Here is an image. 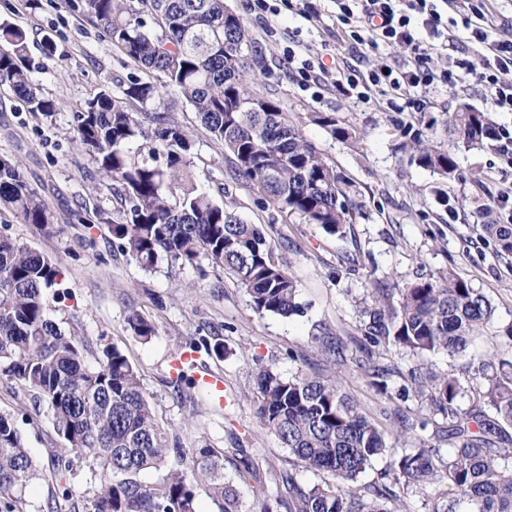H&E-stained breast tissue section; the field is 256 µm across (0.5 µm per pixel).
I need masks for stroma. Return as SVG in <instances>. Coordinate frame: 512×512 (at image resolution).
I'll use <instances>...</instances> for the list:
<instances>
[{"mask_svg": "<svg viewBox=\"0 0 512 512\" xmlns=\"http://www.w3.org/2000/svg\"><path fill=\"white\" fill-rule=\"evenodd\" d=\"M246 22L261 53L266 76L257 92L277 98L304 137L335 166L349 196L359 205L343 234H329L280 212L257 186L234 179L232 161L221 145L201 128L189 104L170 94L152 106L188 130L194 140L191 173L199 189L224 207L256 225L280 246L290 274L297 282L303 312L287 318L256 314L243 289L220 272L200 273L192 266L168 268L147 275L112 245L109 225L93 214L113 212L120 199L92 182L93 164L72 134L73 114L101 90L118 92L121 83L139 78L162 83L160 73H148L124 58L101 36L98 28L64 0H0V21L22 25L28 32L30 76L43 93L60 102L53 119L28 111L17 97L0 93V155L18 161L28 183L53 211L58 233L43 234L10 213L0 225L20 243L58 259L64 278L60 294L48 297V313L65 333L86 338L94 354L118 347L140 371L159 422L180 434L190 448H241L244 458L224 461L225 476L237 477L244 465L267 470L284 451L262 430L255 418L257 386L254 370L272 366L290 376L298 369L323 372L312 357V339L331 330L355 349L358 323L356 297L370 280L414 281L419 275L453 269L481 291L495 313L491 325L472 340L466 357L439 353L429 366L454 374L461 385L457 403L468 408L482 378V362L512 359V255H504L475 226L478 215L512 224V164L496 148L468 149L448 128L449 113L467 106L489 113L501 126L512 128V112L492 109L482 88L456 63L477 58L468 31H461L456 48L432 54V69H448L453 83L423 92L419 112L393 111L383 99L365 104L343 95L334 86L303 89L288 69L286 53L331 63L338 59L368 71L381 57L396 56L386 46L361 54L336 19L333 0H314L318 14L305 19L289 11L284 0H269L278 15L263 14L255 0H225ZM52 50H45V42ZM325 112L339 125L354 127L356 142L334 139L312 119ZM420 139L455 154L457 169L443 177L420 166L411 148ZM139 313L152 321L156 333L143 341L133 336L127 318ZM207 341L222 344L223 356H205V363L224 375L225 405H214L198 387L180 399L171 382L169 361L178 348ZM351 393L387 433L396 452L418 446L446 425L433 410L417 401L379 394L366 378L353 375ZM426 421L425 429L397 433L394 411ZM0 412L19 422L25 447L38 476L25 490L27 512H50L57 490L52 459L67 454L66 443L54 432L47 404L36 403L19 383L0 379Z\"/></svg>", "mask_w": 512, "mask_h": 512, "instance_id": "1", "label": "stroma"}]
</instances>
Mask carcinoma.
Segmentation results:
<instances>
[{
  "label": "carcinoma",
  "instance_id": "obj_1",
  "mask_svg": "<svg viewBox=\"0 0 512 512\" xmlns=\"http://www.w3.org/2000/svg\"><path fill=\"white\" fill-rule=\"evenodd\" d=\"M92 21L136 66L163 75L164 83L130 79L119 93L101 92L73 115L74 137L105 180L124 200L117 213L98 210L111 226L113 246L150 273L170 266H199L205 260L232 275L259 315L289 317L301 312L296 280L277 245L253 224L218 204L192 182V136L168 116L147 106L171 90L197 114L205 131L232 156L234 175L257 185L283 212L305 224L337 234L352 223L358 205L344 180L303 136L281 103L249 88L258 50L247 26L224 0H67ZM27 33L0 22V86L18 96L28 111L45 118L61 104L29 78ZM312 120L333 137L352 138L336 118L315 113ZM450 129L467 148L496 139L485 112L462 108L448 116ZM419 165L443 176L455 172L452 153L416 141ZM0 205L25 224L54 228L55 216L25 180L16 161L0 156ZM482 236L512 254L511 224H481ZM57 260L0 231V378L33 392L51 412L54 431L76 452L56 457L62 480L74 460H86L97 478L82 495L83 512H197V489H207L218 512H245L236 483L224 476V457L242 448H188L158 421L139 370L117 347L86 361L85 341L61 331L47 314V295L60 285ZM491 302L455 272L423 275L403 286L380 281L364 299L357 333L365 357L349 365L345 342L326 331L314 337L313 353L334 369L330 376L299 372L284 377L259 367L255 417L280 447L288 466L263 474L245 466L264 493L277 485L275 508L260 512H403L409 491L444 489L427 501L428 512H512V469L498 460L512 453L501 423L512 425V361L479 369L486 381L479 404L456 405L458 380L428 368L436 353L463 355L493 319ZM132 333L148 340L155 325L134 312ZM409 349L418 364L404 372L384 362L389 345ZM371 378L381 393L400 380L398 396L429 404L448 421L437 434L454 447L445 459L428 440L400 455L347 388L352 367ZM389 458L390 484L360 485V476L378 458ZM328 473L334 484L304 485L296 466ZM146 471L158 472L152 482ZM16 420L0 414V512H25L24 492L35 478Z\"/></svg>",
  "mask_w": 512,
  "mask_h": 512
}]
</instances>
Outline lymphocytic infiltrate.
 <instances>
[{
  "instance_id": "obj_1",
  "label": "lymphocytic infiltrate",
  "mask_w": 512,
  "mask_h": 512,
  "mask_svg": "<svg viewBox=\"0 0 512 512\" xmlns=\"http://www.w3.org/2000/svg\"><path fill=\"white\" fill-rule=\"evenodd\" d=\"M462 15V25L470 29L474 42L481 44L478 65L469 67L473 81L481 86L494 107L512 112V81L505 74L512 72V38H493L491 26L477 25L482 12L474 0H449ZM336 18L352 47L376 49L395 46L410 50L408 63L400 65L383 61L368 74L343 66L338 70L337 86L344 94L362 102L373 96L385 98L388 105L403 104L415 109L419 94L431 85L451 82L447 71H434L427 60L442 49L448 29L438 10V0H335Z\"/></svg>"
}]
</instances>
